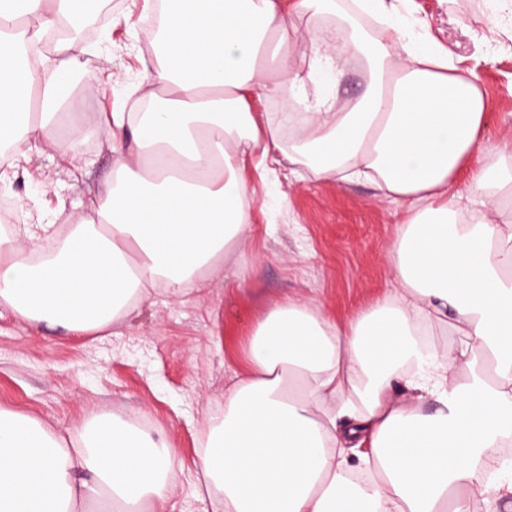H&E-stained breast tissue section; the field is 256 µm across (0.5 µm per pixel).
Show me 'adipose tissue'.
<instances>
[{"label": "adipose tissue", "instance_id": "obj_1", "mask_svg": "<svg viewBox=\"0 0 512 512\" xmlns=\"http://www.w3.org/2000/svg\"><path fill=\"white\" fill-rule=\"evenodd\" d=\"M91 0H0V147L48 143L77 162L86 125L69 111L65 66L40 77L15 61ZM381 21L371 45L339 22L312 30L308 70L290 58L291 19L334 0H146L160 11L143 81L150 108L114 112L117 176L76 216L18 202L0 235V307L80 335L129 314L148 288L185 295L250 231L249 162L304 163L319 181L365 179L402 203L388 254L400 291L338 323L296 299L249 338L248 367L224 392L201 457L212 512H500L512 476L485 457L512 446V142H488L476 73L412 39L393 0H359ZM368 81L335 109L348 57ZM290 91L302 111L267 122L253 102ZM297 135L283 141L282 126ZM468 172L458 190L460 172ZM69 230L60 233L57 219ZM469 343L423 354L421 324ZM356 472L368 480L353 481ZM162 439L106 413L65 437L0 409V512H153L173 493Z\"/></svg>", "mask_w": 512, "mask_h": 512}]
</instances>
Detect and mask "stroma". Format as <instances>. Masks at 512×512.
<instances>
[{
    "mask_svg": "<svg viewBox=\"0 0 512 512\" xmlns=\"http://www.w3.org/2000/svg\"><path fill=\"white\" fill-rule=\"evenodd\" d=\"M394 3L413 35L476 72L490 114L487 138L512 141V31L488 21L490 0ZM151 20L144 0H117L111 28L71 52L72 76L98 77L91 92L78 94L82 123L101 120L116 98L141 100L149 45L128 31ZM13 170L12 199L73 208L114 178L112 135L99 134L79 165L38 145L15 158ZM248 179L251 231L202 271L190 293L176 298L157 288L111 328L76 337L0 309V408L64 435L96 409L126 422L148 420L178 464L163 512H211L209 499L196 493L201 448L225 389L247 366L251 329L272 306L290 297L345 322L398 286L386 256L400 209L370 183L301 180L284 165Z\"/></svg>",
    "mask_w": 512,
    "mask_h": 512,
    "instance_id": "35a3bbf8",
    "label": "stroma"
}]
</instances>
